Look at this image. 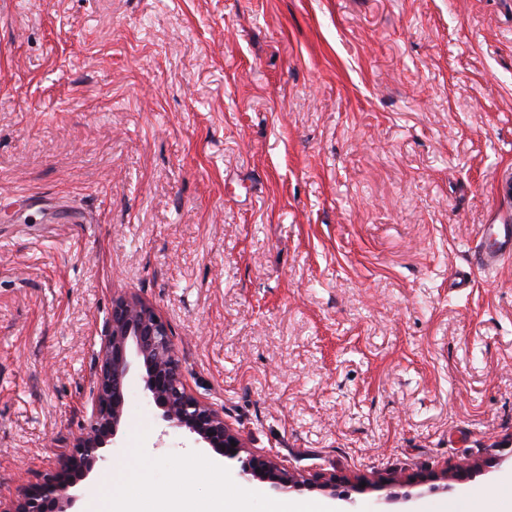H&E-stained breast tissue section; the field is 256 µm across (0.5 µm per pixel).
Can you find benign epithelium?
Segmentation results:
<instances>
[{
    "instance_id": "1",
    "label": "benign epithelium",
    "mask_w": 512,
    "mask_h": 512,
    "mask_svg": "<svg viewBox=\"0 0 512 512\" xmlns=\"http://www.w3.org/2000/svg\"><path fill=\"white\" fill-rule=\"evenodd\" d=\"M135 350L146 370V390L161 410L167 427L190 434L195 443L220 452L240 464L242 474L289 492L308 484L274 459L252 451L246 439L224 420V411L197 398L188 389L166 321L135 296L112 301V314L102 338L93 380L90 414L85 433L61 455L55 471L36 487L18 491L17 504L0 512H75L86 479L102 450L115 444L125 407L124 381Z\"/></svg>"
}]
</instances>
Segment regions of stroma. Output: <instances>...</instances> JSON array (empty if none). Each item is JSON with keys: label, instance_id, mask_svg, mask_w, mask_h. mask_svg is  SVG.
I'll use <instances>...</instances> for the list:
<instances>
[{"label": "stroma", "instance_id": "stroma-1", "mask_svg": "<svg viewBox=\"0 0 512 512\" xmlns=\"http://www.w3.org/2000/svg\"><path fill=\"white\" fill-rule=\"evenodd\" d=\"M512 0H0V503L86 423L114 297L191 392L355 512L512 474ZM133 360L81 512L255 490L166 428ZM465 464V477L451 474ZM482 238L493 243L491 247H477L473 252L472 262L476 267L489 271L502 257L512 252V225H485Z\"/></svg>", "mask_w": 512, "mask_h": 512}]
</instances>
